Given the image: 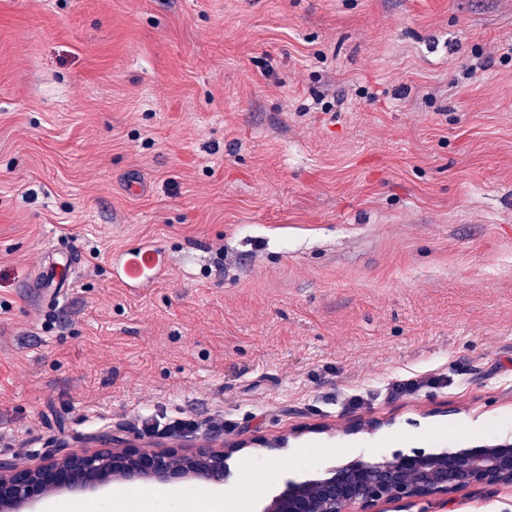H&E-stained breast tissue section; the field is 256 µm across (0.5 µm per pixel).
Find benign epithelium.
<instances>
[{"mask_svg":"<svg viewBox=\"0 0 512 512\" xmlns=\"http://www.w3.org/2000/svg\"><path fill=\"white\" fill-rule=\"evenodd\" d=\"M244 443L227 449L203 446L192 454L151 451L125 441L63 456L48 454L33 466L0 462V507L36 501L52 486L97 487L120 474L129 483L151 477L180 486L189 473L216 484L228 476L227 460ZM512 486V441L493 439L474 448L395 452L380 462L354 461L304 484H288L276 512H373L380 504L409 509L434 495L479 487Z\"/></svg>","mask_w":512,"mask_h":512,"instance_id":"benign-epithelium-1","label":"benign epithelium"}]
</instances>
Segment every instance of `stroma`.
<instances>
[{"label":"stroma","instance_id":"1","mask_svg":"<svg viewBox=\"0 0 512 512\" xmlns=\"http://www.w3.org/2000/svg\"><path fill=\"white\" fill-rule=\"evenodd\" d=\"M144 240L169 273L136 295L112 254ZM68 244L42 309L39 252ZM176 416L190 437L141 431ZM113 435L241 442L240 512L358 458L512 439V0H0V460ZM416 508L512 512V486Z\"/></svg>","mask_w":512,"mask_h":512}]
</instances>
